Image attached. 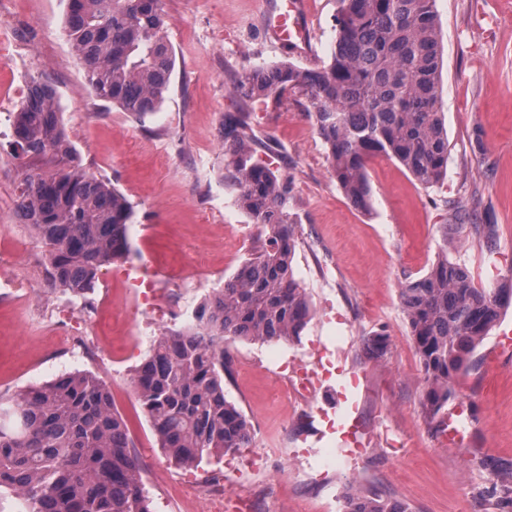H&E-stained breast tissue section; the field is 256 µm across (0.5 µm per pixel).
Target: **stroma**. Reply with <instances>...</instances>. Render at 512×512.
<instances>
[{
    "mask_svg": "<svg viewBox=\"0 0 512 512\" xmlns=\"http://www.w3.org/2000/svg\"><path fill=\"white\" fill-rule=\"evenodd\" d=\"M311 53L279 45L264 26L265 0H162L166 37L175 57L169 90L156 114L138 118L97 99L65 33L67 0H0V24L12 34L0 51V251L23 253L11 276L34 294L24 305L0 295V395L55 379L48 325L71 312L107 352L101 358L64 362L61 371L103 379L134 444L148 448L137 462L155 512H171L189 470L160 448L138 399L129 397L135 367L152 347L131 348L134 324L151 314L129 303L126 276L147 273L162 302L176 310L168 329L181 328L205 297L222 288L251 255L239 249L235 228L251 223L224 181L222 124L228 112L247 108L248 121L268 151L261 160L288 185L286 210L294 224V268L313 315L294 342L229 340L230 373L224 388L252 426L251 451L278 447L287 453L257 470L247 455L201 464L197 475L223 471L224 502L248 503L252 512H341L350 493L406 503L410 512H499L489 490L496 477L483 462H512V309L477 348L474 363L453 381L448 407L463 439L448 442L439 419L427 417L425 381L400 300L404 283L425 273L440 247L475 274L512 273V0H436L441 41L440 99L448 132V172L422 187L395 160L367 165L371 206H352L331 173L328 151L303 99L281 107L242 104L235 88L244 71L290 62L305 69L330 59L340 0H306ZM39 79L56 92L68 139L88 174L107 180L133 210L131 254L102 268L111 300L95 315L82 301L51 287L46 249L16 212L18 187L40 171V161L17 155L12 114L20 83ZM482 140L483 152L473 150ZM469 218L450 228L453 210ZM496 227L493 247L476 234ZM386 337L382 351L370 340ZM327 373L344 369L357 379L345 393L355 415L378 434L357 458L310 477L319 450L335 435L314 418L322 397L294 413L278 397L281 363ZM165 482H157L156 472Z\"/></svg>",
    "mask_w": 512,
    "mask_h": 512,
    "instance_id": "35a3bbf8",
    "label": "stroma"
}]
</instances>
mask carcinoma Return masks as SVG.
<instances>
[{
    "label": "carcinoma",
    "mask_w": 512,
    "mask_h": 512,
    "mask_svg": "<svg viewBox=\"0 0 512 512\" xmlns=\"http://www.w3.org/2000/svg\"><path fill=\"white\" fill-rule=\"evenodd\" d=\"M65 29L92 92L144 118L160 108L174 69L162 0H68ZM435 0H341L330 62L257 67L237 81L249 100L279 105L291 92L309 102L327 146L337 187L359 209L370 207L368 161H398L423 187L448 169V133L440 104ZM15 145L47 170L24 179L18 216L44 243L52 286L74 297L92 291L101 269L130 253L127 198L80 168L55 90L30 83L13 115ZM224 179L240 208L266 231L262 244L224 287L198 307L196 321L155 340L136 370L142 409L160 446L192 467L252 441L245 415L228 400L224 338L291 342L311 308L295 277V227L287 190L256 158L246 113L224 115ZM400 299L434 418L453 394L450 382L474 363L475 350L512 306L509 285L476 281L443 247L430 270L400 288ZM501 512H512V466L497 468ZM30 512H152L125 420L106 384L89 372L62 375L12 396L0 395V512L11 495ZM343 512H409L396 500L350 495Z\"/></svg>",
    "instance_id": "1"
}]
</instances>
